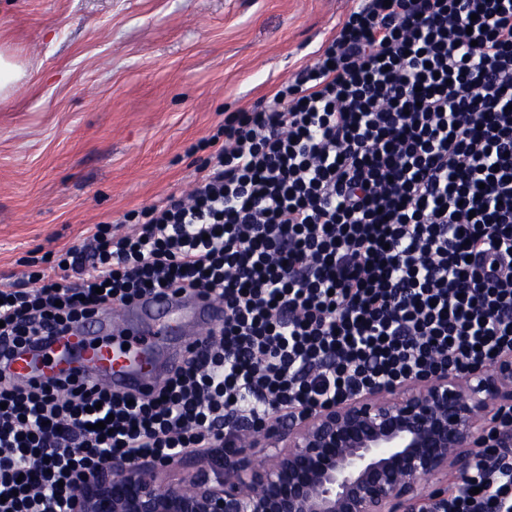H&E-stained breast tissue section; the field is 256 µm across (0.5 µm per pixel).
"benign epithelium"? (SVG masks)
Listing matches in <instances>:
<instances>
[{"label":"benign epithelium","mask_w":512,"mask_h":512,"mask_svg":"<svg viewBox=\"0 0 512 512\" xmlns=\"http://www.w3.org/2000/svg\"><path fill=\"white\" fill-rule=\"evenodd\" d=\"M512 404V357L470 375L375 388L256 433L237 423L222 453L116 456L73 492L74 512H447L460 479Z\"/></svg>","instance_id":"7a95c632"}]
</instances>
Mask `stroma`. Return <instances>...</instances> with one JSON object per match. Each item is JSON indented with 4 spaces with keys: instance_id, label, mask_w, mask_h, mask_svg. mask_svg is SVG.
<instances>
[{
    "instance_id": "obj_1",
    "label": "stroma",
    "mask_w": 512,
    "mask_h": 512,
    "mask_svg": "<svg viewBox=\"0 0 512 512\" xmlns=\"http://www.w3.org/2000/svg\"><path fill=\"white\" fill-rule=\"evenodd\" d=\"M357 0H0V289L28 251L187 193L192 143L306 63ZM24 72L11 57L0 53V96L11 93L21 80Z\"/></svg>"
}]
</instances>
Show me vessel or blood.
I'll list each match as a JSON object with an SVG mask.
<instances>
[{"label": "vessel or blood", "mask_w": 512, "mask_h": 512, "mask_svg": "<svg viewBox=\"0 0 512 512\" xmlns=\"http://www.w3.org/2000/svg\"><path fill=\"white\" fill-rule=\"evenodd\" d=\"M223 322L222 302L167 290L98 313L50 344L18 353L11 368L26 383L45 382L65 371L119 393L138 394L162 380V347L176 341L188 350L200 331Z\"/></svg>", "instance_id": "b4317fda"}]
</instances>
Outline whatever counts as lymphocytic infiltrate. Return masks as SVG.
Wrapping results in <instances>:
<instances>
[{
    "label": "lymphocytic infiltrate",
    "mask_w": 512,
    "mask_h": 512,
    "mask_svg": "<svg viewBox=\"0 0 512 512\" xmlns=\"http://www.w3.org/2000/svg\"><path fill=\"white\" fill-rule=\"evenodd\" d=\"M201 150L188 197L29 251L0 289V512H72L112 456L202 454L237 417L512 353V0H360ZM165 286L224 324L153 393L13 380L16 351ZM448 512H512V456L478 452Z\"/></svg>",
    "instance_id": "f902f5d3"
}]
</instances>
